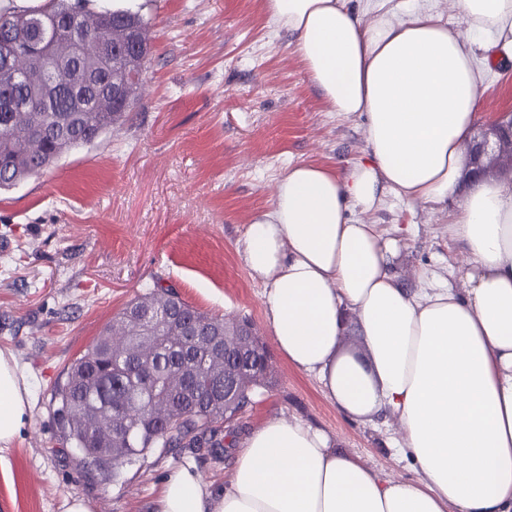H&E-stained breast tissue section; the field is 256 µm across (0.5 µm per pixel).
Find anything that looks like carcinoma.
I'll return each mask as SVG.
<instances>
[{
    "mask_svg": "<svg viewBox=\"0 0 512 512\" xmlns=\"http://www.w3.org/2000/svg\"><path fill=\"white\" fill-rule=\"evenodd\" d=\"M90 0H50L45 7L0 11V191L44 173L64 153L93 144L133 108L117 98L133 74L142 75L150 52L148 21L135 10H94ZM50 29L52 43L35 48L36 30ZM88 38L81 51L74 35ZM201 330L236 327L210 316L171 287L155 281L113 318L86 351L73 359L52 405L63 443L117 474L124 464L157 448L219 457L237 433L235 417L255 389L272 386L264 346L226 360L238 378L229 399L215 390L211 358L164 313ZM126 330L125 345L112 348V330ZM200 371L199 390L175 386L179 373ZM98 405L128 435V444L104 448L100 423L87 417ZM168 409L166 424L151 427L142 415Z\"/></svg>",
    "mask_w": 512,
    "mask_h": 512,
    "instance_id": "cac0c4a2",
    "label": "carcinoma"
}]
</instances>
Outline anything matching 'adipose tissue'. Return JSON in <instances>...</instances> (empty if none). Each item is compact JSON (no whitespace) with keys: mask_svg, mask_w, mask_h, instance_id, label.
<instances>
[{"mask_svg":"<svg viewBox=\"0 0 512 512\" xmlns=\"http://www.w3.org/2000/svg\"><path fill=\"white\" fill-rule=\"evenodd\" d=\"M330 111L366 120L345 170L288 168L242 257L267 282L279 353L316 377L346 418L395 416L419 477L362 463L326 431L272 418L245 437L227 487L192 467L159 512H512V173L465 181L486 55L512 62V0H457L460 36L435 0H265ZM464 289L396 275L399 240L371 220L389 199L442 207ZM353 313L361 348L344 347ZM29 389L0 353V443L28 426Z\"/></svg>","mask_w":512,"mask_h":512,"instance_id":"ef3b65f1","label":"adipose tissue"}]
</instances>
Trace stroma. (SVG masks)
I'll return each instance as SVG.
<instances>
[{
    "instance_id": "35a3bbf8",
    "label": "stroma",
    "mask_w": 512,
    "mask_h": 512,
    "mask_svg": "<svg viewBox=\"0 0 512 512\" xmlns=\"http://www.w3.org/2000/svg\"><path fill=\"white\" fill-rule=\"evenodd\" d=\"M151 53L129 116L94 144L0 193V351L31 388L30 424L0 444V512H157L165 478L192 466L213 489L228 485L238 450L215 459L152 452L100 469L63 448L50 409L58 382L145 284L161 280L200 311L246 316L271 360L275 385L257 390L243 431L301 419L333 434L368 466L416 479L389 417L347 419L320 382L278 352L266 324L265 282L242 250L253 215L269 208L290 165L347 166L366 145L363 116L328 111L292 37L273 29L264 0H141ZM482 133L512 113V68L486 71L476 104ZM400 233L407 286L429 269L441 280L461 258L446 214L389 201L373 217Z\"/></svg>"
}]
</instances>
